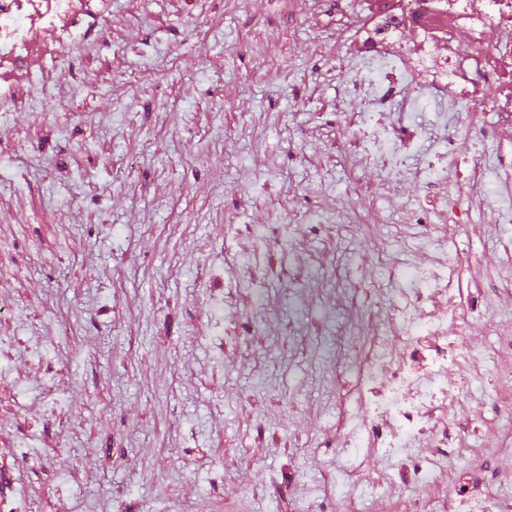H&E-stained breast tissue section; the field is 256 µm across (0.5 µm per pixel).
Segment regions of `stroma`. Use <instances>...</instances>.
<instances>
[{
    "mask_svg": "<svg viewBox=\"0 0 512 512\" xmlns=\"http://www.w3.org/2000/svg\"><path fill=\"white\" fill-rule=\"evenodd\" d=\"M299 0H112L83 81L0 122V495L30 512H400L453 475L378 483L372 457L327 503L338 361L389 308L446 290L493 311L464 343L512 328L499 199L448 228L417 172L494 141L416 114L418 149L365 150L347 39ZM321 218L295 223L296 214ZM222 269L220 296L211 288ZM460 457L512 496L493 438L512 384L462 364Z\"/></svg>",
    "mask_w": 512,
    "mask_h": 512,
    "instance_id": "35a3bbf8",
    "label": "stroma"
}]
</instances>
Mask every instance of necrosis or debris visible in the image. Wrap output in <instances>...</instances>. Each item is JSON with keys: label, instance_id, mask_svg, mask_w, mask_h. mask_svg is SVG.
<instances>
[{"label": "necrosis or debris", "instance_id": "obj_1", "mask_svg": "<svg viewBox=\"0 0 512 512\" xmlns=\"http://www.w3.org/2000/svg\"><path fill=\"white\" fill-rule=\"evenodd\" d=\"M305 9H335L347 23L359 67L363 121L372 122L377 152L401 164L417 146L414 126L395 131L390 113L432 110L438 122L465 115L476 134L512 145V0H305ZM110 0H0V112L24 108L53 74L79 84L83 46L107 39ZM395 306L392 329L372 337L361 356L358 400L368 416V445L389 453L416 443L430 456L410 454L413 484L445 467L457 441L449 411L459 394L449 378L473 360L512 379L497 356L455 345L468 316L416 313ZM438 512H512V498L492 500L480 472H454V492Z\"/></svg>", "mask_w": 512, "mask_h": 512}]
</instances>
